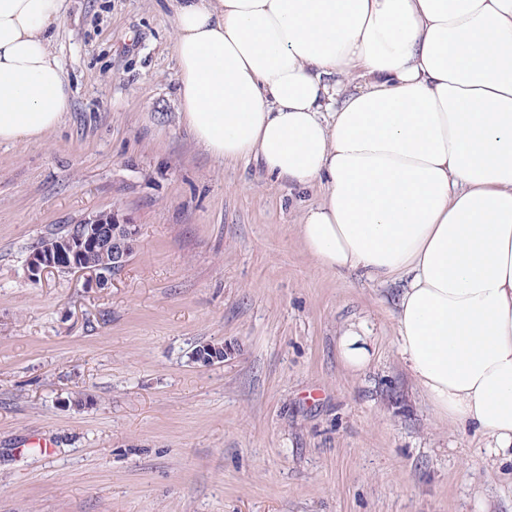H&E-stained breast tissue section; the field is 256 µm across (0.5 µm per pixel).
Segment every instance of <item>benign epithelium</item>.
<instances>
[{
  "instance_id": "7a95c632",
  "label": "benign epithelium",
  "mask_w": 512,
  "mask_h": 512,
  "mask_svg": "<svg viewBox=\"0 0 512 512\" xmlns=\"http://www.w3.org/2000/svg\"><path fill=\"white\" fill-rule=\"evenodd\" d=\"M102 235L107 236L112 245V271H121L137 240V228L114 212L106 220L98 215L86 218L70 235L32 252L26 261L28 278L39 280L46 270L57 268L60 258L66 256L69 258L68 269L91 271L95 274L96 284L107 283L108 276L100 270V265L86 258Z\"/></svg>"
}]
</instances>
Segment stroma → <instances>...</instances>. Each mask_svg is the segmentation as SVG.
Returning <instances> with one entry per match:
<instances>
[{"mask_svg": "<svg viewBox=\"0 0 512 512\" xmlns=\"http://www.w3.org/2000/svg\"><path fill=\"white\" fill-rule=\"evenodd\" d=\"M173 0H68L71 105L0 143V512H512V463L442 421L398 354L394 286L324 269L321 188L212 159L176 96ZM107 284L25 274L31 246L111 211ZM368 328L370 366L336 336ZM225 361L196 362L206 344ZM338 354L343 364L352 371H362L372 360V339L363 324L348 325L338 337Z\"/></svg>", "mask_w": 512, "mask_h": 512, "instance_id": "obj_1", "label": "stroma"}]
</instances>
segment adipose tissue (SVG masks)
I'll list each match as a JSON object with an SVG mask.
<instances>
[{
    "label": "adipose tissue",
    "instance_id": "adipose-tissue-1",
    "mask_svg": "<svg viewBox=\"0 0 512 512\" xmlns=\"http://www.w3.org/2000/svg\"><path fill=\"white\" fill-rule=\"evenodd\" d=\"M65 0H0V142L70 108ZM181 118L216 161L323 186L300 238L399 285L397 351L436 412L512 461V0H175ZM372 360L363 324L337 341Z\"/></svg>",
    "mask_w": 512,
    "mask_h": 512
}]
</instances>
